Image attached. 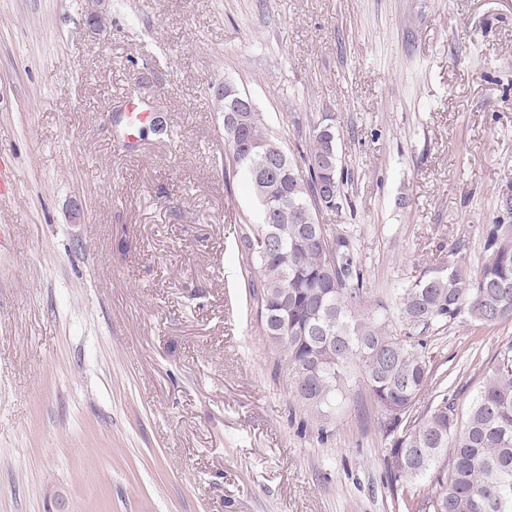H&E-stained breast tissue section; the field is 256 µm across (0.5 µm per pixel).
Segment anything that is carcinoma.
I'll use <instances>...</instances> for the list:
<instances>
[{
  "label": "carcinoma",
  "instance_id": "obj_1",
  "mask_svg": "<svg viewBox=\"0 0 512 512\" xmlns=\"http://www.w3.org/2000/svg\"><path fill=\"white\" fill-rule=\"evenodd\" d=\"M261 206V222L246 225L238 247L263 332L285 354L298 397L324 407L342 394L351 366L395 434L386 464L391 483H413L450 452L437 477L432 512H512V344L494 355L467 413L438 392L424 417L410 419L430 386L428 362L415 341L451 321L496 326L512 321V225L486 229L485 258L470 268L456 243L446 268L400 289L396 322L368 315L365 279L350 240L319 222L336 208V140L314 128L308 154L297 162L266 131L262 113H246L241 139L224 142Z\"/></svg>",
  "mask_w": 512,
  "mask_h": 512
}]
</instances>
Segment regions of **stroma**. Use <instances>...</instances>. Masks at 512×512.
Instances as JSON below:
<instances>
[{
	"label": "stroma",
	"mask_w": 512,
	"mask_h": 512,
	"mask_svg": "<svg viewBox=\"0 0 512 512\" xmlns=\"http://www.w3.org/2000/svg\"><path fill=\"white\" fill-rule=\"evenodd\" d=\"M246 91L288 151L336 133L335 209L370 301L512 224V0H0V512H429L391 484L393 437L352 370L294 394L237 250L260 220L223 169L212 94ZM137 92L168 128L112 150ZM512 322L426 333L465 412ZM17 185V174L13 163L4 155H0V201L13 198Z\"/></svg>",
	"instance_id": "stroma-1"
}]
</instances>
